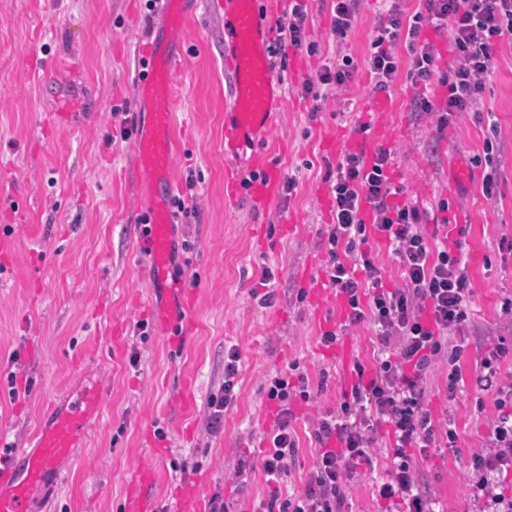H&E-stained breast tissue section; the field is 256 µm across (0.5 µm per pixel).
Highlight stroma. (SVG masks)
Wrapping results in <instances>:
<instances>
[{
	"mask_svg": "<svg viewBox=\"0 0 512 512\" xmlns=\"http://www.w3.org/2000/svg\"><path fill=\"white\" fill-rule=\"evenodd\" d=\"M147 0H0V437L30 448L41 423L66 406L75 386L101 380V416L74 448L44 512H124L133 472L151 466L153 512H256L271 494L302 492L316 463L313 423L337 411L353 361L371 366L379 349L371 321L344 327L326 282L325 235L330 213L327 176L357 145L393 151V180L417 208L430 243L460 242L471 284L460 337L462 380L448 394V374L427 386L434 422L451 420L450 448L413 452L421 490L436 512H479L470 494L472 452L491 436L493 392L477 384L478 365L495 348L501 380H512V50L498 53L486 78L481 109L458 112L437 130L413 111L412 91L398 77L384 114L369 112L365 65L378 0H364L351 31H331L330 0H310L307 37L316 55L289 53L279 75L281 98L261 156L293 178L291 193L256 210L249 185L256 165L228 170L224 111L231 78L224 68L226 19L200 7L187 23L175 77L180 194L196 198L195 213L177 226L175 270L194 296L187 335L172 351L152 317L155 294L148 259L138 250L145 218L132 139L123 123L133 109L141 50L162 27ZM358 70L341 91L315 100L304 81L342 56ZM82 63L72 78L88 115L57 129L45 106L63 86L58 66ZM370 121L360 131V121ZM502 146L493 199L482 193L484 143ZM234 175L237 195L226 199ZM448 211H440V203ZM459 224L442 226L445 214ZM271 269L270 285L260 283ZM270 304H263L265 294ZM147 321L146 334L136 325ZM343 328L348 358L318 342ZM239 352L236 397L224 427L205 429L208 396L224 381V356ZM298 365L309 401L291 400L299 441L295 466L281 484L265 479L262 461L274 426L264 377ZM371 463L358 466L345 488L351 512H385L374 487L393 467L392 437L377 432Z\"/></svg>",
	"mask_w": 512,
	"mask_h": 512,
	"instance_id": "obj_1",
	"label": "stroma"
}]
</instances>
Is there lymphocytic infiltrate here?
Instances as JSON below:
<instances>
[{
    "label": "lymphocytic infiltrate",
    "mask_w": 512,
    "mask_h": 512,
    "mask_svg": "<svg viewBox=\"0 0 512 512\" xmlns=\"http://www.w3.org/2000/svg\"><path fill=\"white\" fill-rule=\"evenodd\" d=\"M306 0H294L275 26L274 52L315 54L307 42ZM447 33L455 65L448 76L436 75L438 49L423 35L424 28ZM410 52L401 64L398 43ZM512 44V0H422L419 11L405 15L400 0H390L371 37L366 61L373 93L390 92L398 72H405L415 92L413 109L435 116L445 129L456 112H475L481 104L486 77L495 67L498 46ZM447 87L441 104L428 96L433 81ZM392 151L380 146L372 155L346 152L336 166L329 187L332 222L327 234L330 261L326 267L329 288L346 300V325L371 319L377 329L381 355L375 372L355 364L357 380L337 413L320 418L313 427L317 462L303 493L282 502H268V512H342V487L356 465L372 460L375 433L387 426L394 438L393 470L376 487L385 501L400 502L402 512H433L419 491L410 466L411 449L452 447L455 432L434 425L425 408L427 376L447 367L448 391L456 393L457 363L464 346L457 334L468 318L470 295L467 258L460 251L431 246L419 227V214L400 202L401 187L392 181ZM386 241L404 271L395 288L382 284L383 268L370 248L371 238ZM239 353L229 349L224 358V384L207 399V426L220 432L224 413L235 399ZM497 388L499 413L492 437L471 455L475 499L482 512H512V494L495 492L497 477L512 471V383ZM267 397L278 412L270 449L262 467L267 482L280 483L296 462L298 442L291 427L290 398L309 399L306 383L291 385L279 373L267 380Z\"/></svg>",
    "instance_id": "lymphocytic-infiltrate-1"
}]
</instances>
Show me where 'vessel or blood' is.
Returning a JSON list of instances; mask_svg holds the SVG:
<instances>
[{"label": "vessel or blood", "mask_w": 512, "mask_h": 512, "mask_svg": "<svg viewBox=\"0 0 512 512\" xmlns=\"http://www.w3.org/2000/svg\"><path fill=\"white\" fill-rule=\"evenodd\" d=\"M198 0H164L166 44L150 45L144 73L136 84L138 104L133 112L137 173L147 209L148 234L144 239L153 271L152 285L159 297V319L173 323L188 307L186 288L175 278L171 261L176 246V192L173 171L174 75L181 59L184 26ZM216 13L231 22L224 32V67L232 78V98L224 113V155L233 164L246 160L255 142L267 135L274 122L279 81L270 67L273 31L269 23L281 7L280 0H210ZM51 112L61 128L81 124L83 114L65 97H56ZM262 174L252 184L250 196L259 208L271 205L278 194L281 172L262 162ZM100 382L79 387L74 400L57 411L35 436V446L14 463L12 451L0 448V512H34L36 496L60 480V467L84 438L89 420L101 406ZM153 481L150 468H140L127 499L126 512H151L147 489Z\"/></svg>", "instance_id": "vessel-or-blood-1"}]
</instances>
